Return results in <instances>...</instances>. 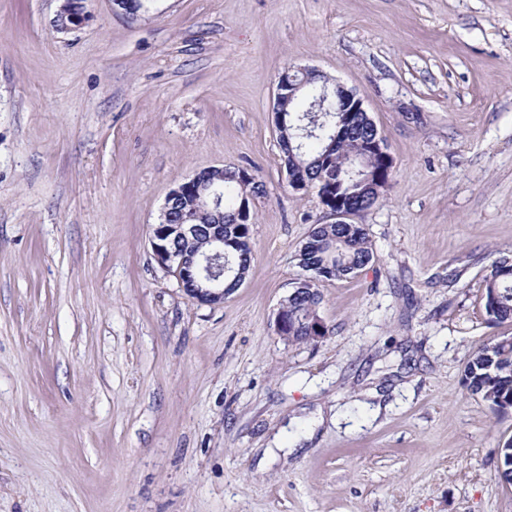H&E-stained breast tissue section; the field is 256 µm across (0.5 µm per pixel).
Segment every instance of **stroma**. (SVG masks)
<instances>
[{"mask_svg":"<svg viewBox=\"0 0 512 512\" xmlns=\"http://www.w3.org/2000/svg\"><path fill=\"white\" fill-rule=\"evenodd\" d=\"M0 0V512H512V409L470 396L512 256V0ZM364 98L396 178L374 258L276 335L328 215L275 132L286 68ZM256 170L253 259L201 305L151 255L171 189ZM299 453L267 461L272 440ZM70 2L73 4V6L71 7L70 12L67 14L68 18L62 20V18H60L62 11L67 5L70 4ZM84 20L85 13L83 0H63L56 19V22H58L57 27L59 30L65 31L78 27L83 23ZM507 259L495 262L494 270L484 282V310L489 323H512V266Z\"/></svg>","mask_w":512,"mask_h":512,"instance_id":"stroma-1","label":"stroma"}]
</instances>
